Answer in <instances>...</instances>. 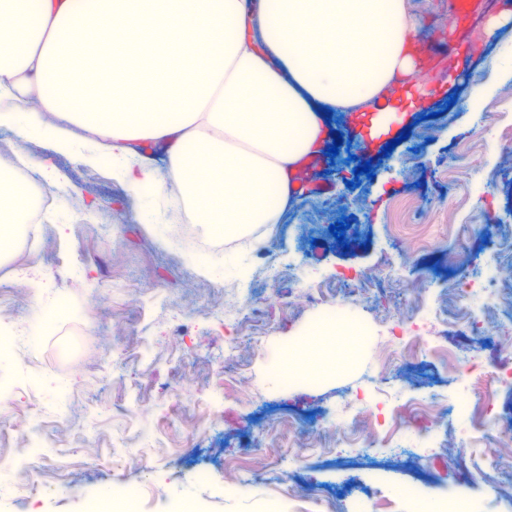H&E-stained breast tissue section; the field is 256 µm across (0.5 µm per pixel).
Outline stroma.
<instances>
[{
	"label": "stroma",
	"instance_id": "stroma-1",
	"mask_svg": "<svg viewBox=\"0 0 512 512\" xmlns=\"http://www.w3.org/2000/svg\"><path fill=\"white\" fill-rule=\"evenodd\" d=\"M412 3L429 30L412 81L435 117L398 111L378 134L373 114L335 113L337 127L354 129L379 155L371 177H355L350 164L305 174L301 201L259 250L224 242L201 224L185 237L169 224L138 223L105 170L38 147L102 219L63 230L43 224L38 238L14 236L0 250V315L21 320L30 312L28 267L54 273L70 304L38 338L14 328L16 372L72 387L39 398L22 391L0 404V459L16 453L33 418L55 436L32 461L36 491H26L29 473L21 471L0 484V512H77L117 485L140 490L141 512H167L169 499L186 494L201 512H265L280 499L286 512H301L308 499L327 500L334 512H362L370 501L377 512H405L404 491L436 498L451 486L486 512H512V471L478 452L471 420L455 407L464 381L453 371L476 367L482 395L512 423V388L499 384L496 368L508 337L431 317L432 349L408 358L388 362L364 349L315 381H287L267 366L274 346H289L321 317L299 300L300 285L389 335L413 303L410 285L424 284L435 306L466 303L449 251L465 254L474 273L512 266V162L502 152V129L512 125V27L487 31L501 0ZM493 59L490 90L469 94L460 76L482 83ZM341 220L354 231L346 248L329 231ZM447 222L450 234L437 235L435 225ZM475 224L483 235H469ZM189 248L215 265L231 254L248 261L250 276L234 283L247 302L246 325H225V283L201 278L182 258ZM272 266L280 271L273 281L265 276ZM71 336L84 346L65 359L57 349ZM434 395L443 399L436 447H417L402 429L373 455L337 450L327 426L336 414ZM303 441L315 444L312 455L284 454ZM228 469L249 481L239 496L224 493Z\"/></svg>",
	"mask_w": 512,
	"mask_h": 512
}]
</instances>
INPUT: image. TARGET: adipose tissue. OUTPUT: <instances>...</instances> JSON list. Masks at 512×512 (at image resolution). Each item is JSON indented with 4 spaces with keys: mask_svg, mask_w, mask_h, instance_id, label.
Wrapping results in <instances>:
<instances>
[{
    "mask_svg": "<svg viewBox=\"0 0 512 512\" xmlns=\"http://www.w3.org/2000/svg\"><path fill=\"white\" fill-rule=\"evenodd\" d=\"M0 16L13 20L0 29V127L18 139L0 173H40L53 199L44 224L96 214L72 205L73 188L30 151L37 142L80 165L108 160L145 224L189 216L231 237L282 223L333 142L326 111H384L417 65L411 0H0ZM187 19L212 40L198 51L168 36L161 79L144 58L110 72L84 50L89 32L117 39L136 21Z\"/></svg>",
    "mask_w": 512,
    "mask_h": 512,
    "instance_id": "1",
    "label": "adipose tissue"
}]
</instances>
